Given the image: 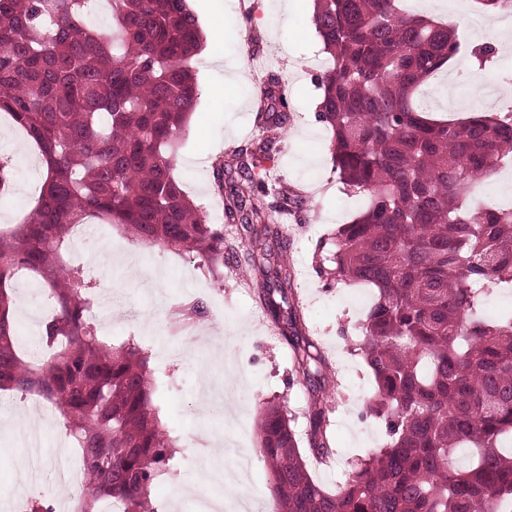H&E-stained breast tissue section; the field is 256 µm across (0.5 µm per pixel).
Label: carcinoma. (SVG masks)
Segmentation results:
<instances>
[{"instance_id":"1","label":"carcinoma","mask_w":512,"mask_h":512,"mask_svg":"<svg viewBox=\"0 0 512 512\" xmlns=\"http://www.w3.org/2000/svg\"><path fill=\"white\" fill-rule=\"evenodd\" d=\"M512 14V0H475ZM102 4L112 24L87 16ZM399 0H315L313 22L331 69L319 77L317 117L332 133L343 190L364 196L336 228L319 272L370 288L373 303L350 351L374 388L366 413L388 440L358 459L331 493L305 454L331 455L329 410L314 401L300 449L287 407L268 401L260 453L273 484L272 512H512V310L477 317L485 295L512 286V208L476 202L474 185L512 164V109L464 121L435 119L422 88L459 52L453 29L407 13ZM202 34L186 0H0V112L46 167L23 221L0 232V391L49 402L79 449L86 476L80 512H156L151 487L167 475L176 440L154 401L145 351L115 344L89 318L93 285L65 259L77 226L97 220L144 244L184 254L224 279V224L174 176L182 134L196 109ZM267 129L291 120L288 91L260 90ZM267 136L213 163L225 224L261 272L259 298L293 351L295 377L326 381L324 355L298 344L288 238L265 203ZM243 183L224 194V175ZM20 274L50 296L55 313L33 364L14 341L8 290ZM459 448L474 455L451 465Z\"/></svg>"}]
</instances>
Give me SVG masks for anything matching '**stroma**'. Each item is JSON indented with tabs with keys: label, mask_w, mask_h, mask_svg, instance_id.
Returning a JSON list of instances; mask_svg holds the SVG:
<instances>
[{
	"label": "stroma",
	"mask_w": 512,
	"mask_h": 512,
	"mask_svg": "<svg viewBox=\"0 0 512 512\" xmlns=\"http://www.w3.org/2000/svg\"><path fill=\"white\" fill-rule=\"evenodd\" d=\"M239 0H188L200 26L218 23L229 29L220 57L202 50L196 70L199 86L194 120L182 137L175 176L196 203L210 206L214 197L213 159L230 149L261 137L254 106L259 73L272 72L290 91L292 120L280 131L277 154L268 165L273 188L296 192L308 205L301 215H277L288 230L287 259L297 269L294 283L305 311L309 336L314 337L329 361L331 383L319 393L291 375L288 346L273 330L269 312L258 309L257 272L240 262L245 247L233 240L224 252V279L215 282L188 258L123 237L118 229L103 231L97 223L71 234L67 258L83 269L97 287L96 306L113 301L112 322L104 336L119 343L136 339L150 358L157 380L156 404L160 418L177 441L169 474L151 492L159 512H184L195 499L182 498L184 482L220 497L246 495L263 504L272 501V485L260 455L258 412L269 400L284 402L295 417L298 433L306 431V416L313 398L331 410L333 432L329 465L308 460L312 477L329 491L357 458L388 439L384 420L366 416L364 405L374 383L360 357L350 355L353 338L348 331L360 316L350 297L355 286L338 284L316 272L312 257L329 243L337 225L347 223L362 199L345 194L332 170L328 145L330 130L316 114L321 91L318 78L325 55L311 22L307 0L279 14L276 0H249L241 14ZM450 23L465 48L428 87L438 95L451 87L467 99L465 110L435 102L436 114L451 119L485 108L495 112L512 106L504 96L503 74L512 71V55L498 52L495 63L480 71L469 47L490 44L498 36L484 25V13L474 0H456ZM248 72L247 82L232 84L237 69ZM227 79L221 105H214L208 90ZM12 162V190L0 195V226L19 223L42 187L44 169L36 151L6 116L0 115V157ZM15 325L22 345L34 342L39 330L27 312L41 307L42 295L33 293L27 278H16L10 290ZM198 300L211 310L216 335L187 350L177 309ZM43 422L38 448L9 438L12 455L0 457V512H27L31 499L47 500L54 512H78L79 499L64 496L62 467L78 461L56 410L33 397L0 392V427L15 422L21 410Z\"/></svg>",
	"instance_id": "stroma-1"
}]
</instances>
